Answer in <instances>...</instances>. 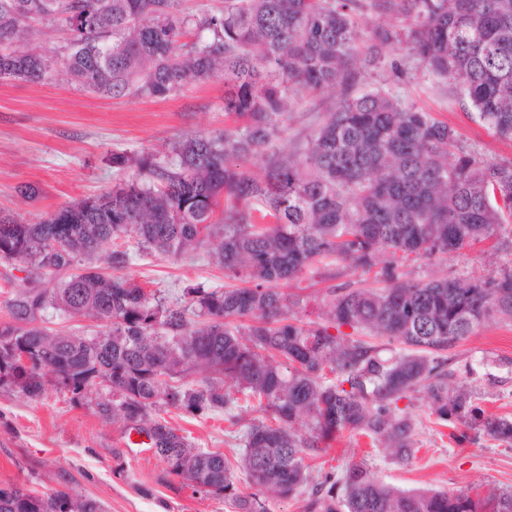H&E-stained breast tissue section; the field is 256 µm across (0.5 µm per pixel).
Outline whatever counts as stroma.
Segmentation results:
<instances>
[{
	"mask_svg": "<svg viewBox=\"0 0 512 512\" xmlns=\"http://www.w3.org/2000/svg\"><path fill=\"white\" fill-rule=\"evenodd\" d=\"M382 86L404 104L431 113L452 125L465 145L489 157L512 159V143L499 140L471 119L470 105L451 85L418 68L410 52L385 47L377 66L358 81L357 90ZM340 97L336 88L290 96L288 120L280 141L293 146L311 133ZM224 115V80L190 82L167 99L126 95L112 97L73 86L36 85L20 79L0 80V211L33 224L54 210L111 189L118 172L116 154L160 149L194 134L232 128ZM31 184L39 195L24 197ZM512 261V238L501 244L469 246L445 256L406 260L380 253L371 269L329 258L299 278L279 283L291 315L318 319L327 289L364 280L383 285L388 276L427 280L446 275H493ZM128 275L169 298L184 288H222L224 270L199 248L181 257L134 256ZM450 385L463 384L488 415H512V322L495 320L448 350ZM99 388L87 390L81 404L67 393L47 388L33 400L15 388L0 386V488L19 485L40 494L67 492L98 501L104 512H234L229 502L212 495L176 490L164 478V463L148 445L132 444L123 422L98 415ZM417 420L418 445L405 462L365 436L343 434L330 448L309 458L314 480L341 477L352 460H365L372 475L405 490L485 491L512 489V445L489 437H464L460 423H440L427 397L415 395L408 405ZM194 448L220 451L234 464L240 493L253 486L238 462L239 441L247 424L261 420L257 399L236 420L218 413L193 416L173 408L160 411Z\"/></svg>",
	"mask_w": 512,
	"mask_h": 512,
	"instance_id": "1",
	"label": "stroma"
}]
</instances>
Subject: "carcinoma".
Here are the masks:
<instances>
[{
    "instance_id": "carcinoma-1",
    "label": "carcinoma",
    "mask_w": 512,
    "mask_h": 512,
    "mask_svg": "<svg viewBox=\"0 0 512 512\" xmlns=\"http://www.w3.org/2000/svg\"><path fill=\"white\" fill-rule=\"evenodd\" d=\"M364 11L399 19L376 32L379 41L460 82L475 119L512 141V0H224L220 10L202 3L191 12L183 0H0V79L165 99L220 73L234 122L164 151L112 157L131 178L37 224L0 216V260L38 278L8 302L10 320L0 324V385L38 400L49 382L75 403L101 386L100 416L133 424L181 487L222 496L235 512L264 508L258 494L238 492L224 454L192 448L158 414L161 404L194 416L229 411V380L269 416L243 434L241 465L259 494L287 499L309 487L305 512H512L511 489L402 491L371 478L364 461L314 484L305 465L344 431L409 459L416 423L397 402L421 392L438 419L512 444V418L486 416L472 391L448 389L445 355L486 322L512 320L511 265L486 278L332 289L320 322L288 317L272 288L322 258L362 268L382 251L430 258L512 224V160L460 144L448 124L382 87L349 94ZM46 23L65 34L62 44L15 49ZM325 87L342 91L335 108L304 144L279 147L288 93ZM258 156L261 177L243 168ZM130 232L138 249L165 257L212 244L225 275L247 286L189 287L175 300L150 293L123 273ZM108 243L103 263L94 262ZM50 308L92 315L103 330L32 325ZM241 319L252 323L234 324ZM372 338L402 348L386 358ZM20 344L26 365L13 355ZM198 371L207 373L202 383L187 381ZM0 512L102 508L13 486L0 488Z\"/></svg>"
}]
</instances>
